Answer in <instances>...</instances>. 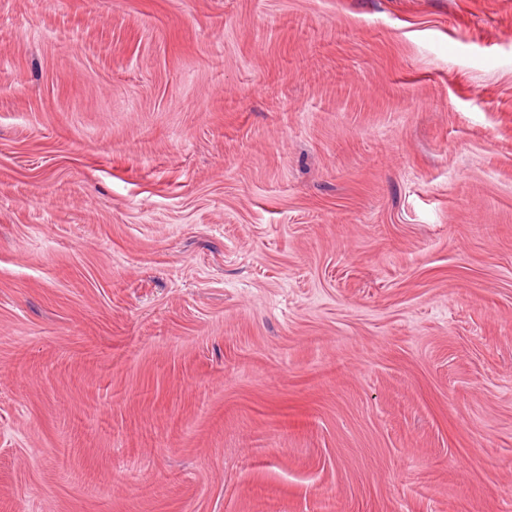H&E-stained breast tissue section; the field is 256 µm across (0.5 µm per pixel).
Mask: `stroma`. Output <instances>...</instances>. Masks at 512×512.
Here are the masks:
<instances>
[{
	"label": "stroma",
	"mask_w": 512,
	"mask_h": 512,
	"mask_svg": "<svg viewBox=\"0 0 512 512\" xmlns=\"http://www.w3.org/2000/svg\"><path fill=\"white\" fill-rule=\"evenodd\" d=\"M0 512H512V0H0Z\"/></svg>",
	"instance_id": "stroma-1"
}]
</instances>
